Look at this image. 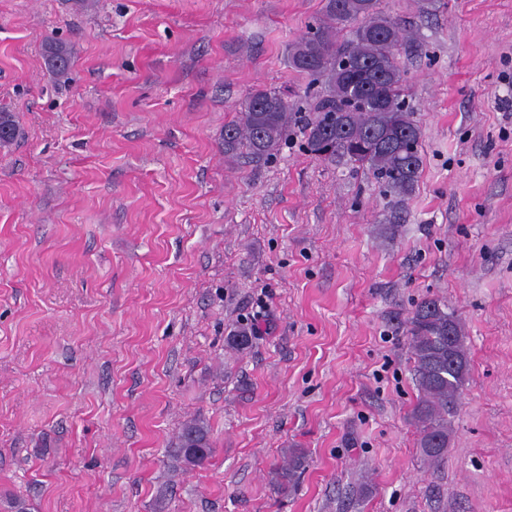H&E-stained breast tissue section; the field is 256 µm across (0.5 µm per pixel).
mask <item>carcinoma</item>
I'll return each instance as SVG.
<instances>
[{
  "mask_svg": "<svg viewBox=\"0 0 512 512\" xmlns=\"http://www.w3.org/2000/svg\"><path fill=\"white\" fill-rule=\"evenodd\" d=\"M406 42L403 28L380 7V0H327L324 18L293 43L289 65L321 84L310 91L314 112L308 122L306 150L320 159L342 157L367 167L379 192L404 198L417 186L423 160L420 126L406 105L405 77L400 55ZM50 71L67 77L71 49L49 40L44 47ZM354 68L341 69L343 59ZM288 93L257 88L242 104L236 120L224 125V156L264 163L278 152L288 135ZM19 135L14 116L0 111V146ZM414 376L419 391L412 419L420 428V448L432 464L445 459L451 418L457 413L467 360L463 326L448 303L425 298L407 320ZM213 453L207 424L187 423L179 437L176 462L186 468L203 466ZM303 464L294 454L278 477L294 483Z\"/></svg>",
  "mask_w": 512,
  "mask_h": 512,
  "instance_id": "obj_1",
  "label": "carcinoma"
}]
</instances>
